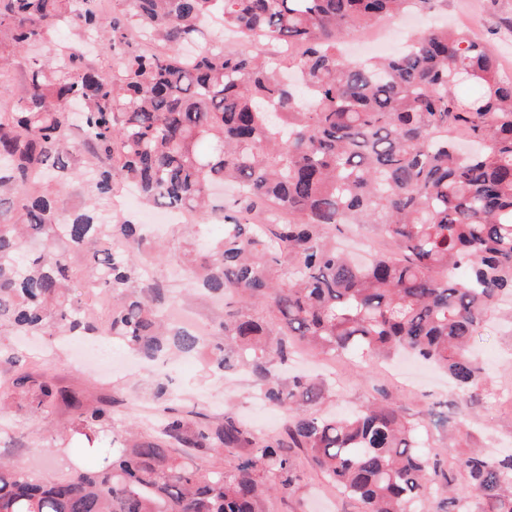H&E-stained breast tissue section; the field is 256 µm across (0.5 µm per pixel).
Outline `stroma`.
Masks as SVG:
<instances>
[{"mask_svg":"<svg viewBox=\"0 0 512 512\" xmlns=\"http://www.w3.org/2000/svg\"><path fill=\"white\" fill-rule=\"evenodd\" d=\"M506 17L512 18V0H440L434 13L416 12L410 19L417 30L433 21L468 26L491 43L503 66L512 69V49L507 46L512 32L501 25ZM14 346L29 372L50 374L59 386L79 398L111 409L116 435H124L129 421L144 419L157 403L154 376L121 365V358L129 356L130 351L120 340L111 342L114 364L107 374H94L80 367L68 350L56 343L42 353L22 339L15 340ZM475 349L486 362L488 376L483 388L470 399L468 421L462 428L452 421L437 426L429 420L428 411L433 405L459 396L447 377L438 372L419 390L412 391L392 384L377 371H363L358 355L325 361L302 343L296 345L288 364L278 366L277 371L283 376L308 372L323 381L327 393L316 407L320 413L346 415L386 396L414 426L423 450L445 452V464L450 467L456 458L471 452L512 451V330L497 320H488ZM168 372L173 379L171 392L165 397L169 404L204 407L214 420L224 412H233L262 436L279 434L289 417L287 411L260 399L250 369L220 376L210 372L201 357L185 356L173 360ZM0 401L13 412L7 432L0 434V459L24 466L38 479L68 477V450L80 445L76 439L66 446L61 443L70 420L69 407L61 403L31 418L20 408V391L0 392ZM292 454L304 477L293 492L271 495L266 512H361L357 501L325 484L302 450L293 449Z\"/></svg>","mask_w":512,"mask_h":512,"instance_id":"stroma-1","label":"stroma"}]
</instances>
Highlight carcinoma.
<instances>
[{
	"label": "carcinoma",
	"mask_w": 512,
	"mask_h": 512,
	"mask_svg": "<svg viewBox=\"0 0 512 512\" xmlns=\"http://www.w3.org/2000/svg\"><path fill=\"white\" fill-rule=\"evenodd\" d=\"M436 2L129 0L104 17L98 0H0L1 62L55 46L23 66L16 103L0 109V364L31 393L26 412L67 394L3 359L9 337L97 334L71 284L74 257L88 263V287L112 297L106 335L148 358L202 351L219 371L244 365L293 412L264 438L231 412L212 421L164 405L155 435L108 456L110 411L76 401L70 431L97 466L35 481L0 459V512H264L303 478L292 448L362 512H426L437 482L448 496L432 512H512V454L460 458V485L392 405L312 413L323 384L269 369L299 341L370 365L410 353L464 395L486 379L470 346L506 302L512 319V75L465 28L428 29L374 61L341 51L353 27ZM210 17L242 44L297 47L296 82L208 38ZM63 27L112 53V73L56 43ZM452 129L479 149L462 151ZM118 178L153 207L197 214L185 249L102 220ZM225 182L239 194L215 205L211 188ZM216 219L223 236L201 240ZM338 224L376 228L393 251L359 262L330 236ZM152 251L159 265L190 266L187 294L234 299L215 337L167 320L171 289L142 280ZM175 444L187 452L173 455ZM234 452L224 467L204 459Z\"/></svg>",
	"instance_id": "obj_1"
}]
</instances>
